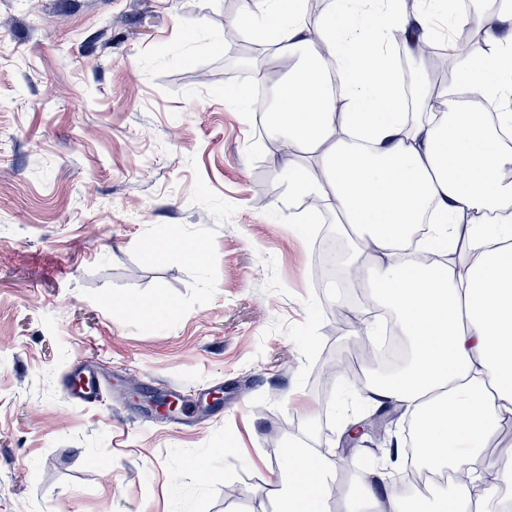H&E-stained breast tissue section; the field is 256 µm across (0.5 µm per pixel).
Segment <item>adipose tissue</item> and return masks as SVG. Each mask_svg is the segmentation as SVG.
<instances>
[{"label":"adipose tissue","mask_w":512,"mask_h":512,"mask_svg":"<svg viewBox=\"0 0 512 512\" xmlns=\"http://www.w3.org/2000/svg\"><path fill=\"white\" fill-rule=\"evenodd\" d=\"M245 7L248 33L288 53L307 51L268 108V130L283 149L301 148L284 176L290 194L335 205L373 253V290L410 341L402 372L373 381L367 406L394 403L422 422L417 454L452 474L428 512H487L512 488V455H488L490 439L512 423V111L495 123L465 112L459 98L496 105L512 97V31H488L460 60L454 90L406 96L389 48L409 22L399 0H334L310 28L305 0ZM343 78L333 93L327 68ZM430 232L421 247L453 245L473 254L466 270L407 265L398 250L414 225ZM276 489L288 512H325L337 475L329 455L297 445ZM498 480L487 484L488 472ZM374 491L357 472L347 512H406L400 485L383 474Z\"/></svg>","instance_id":"adipose-tissue-1"}]
</instances>
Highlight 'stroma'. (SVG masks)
<instances>
[{
  "mask_svg": "<svg viewBox=\"0 0 512 512\" xmlns=\"http://www.w3.org/2000/svg\"><path fill=\"white\" fill-rule=\"evenodd\" d=\"M242 10L0 0V512H278L289 444L360 466L412 428L394 409L351 443L343 420L371 409L321 398L323 364L359 341L331 332L337 310L368 318L378 301L318 280V226L285 191L278 140L224 97L231 78L297 65L257 36L231 53ZM169 238L181 248L156 256ZM149 300L173 314L143 313ZM79 361L220 386L223 409L180 428L140 420L120 388L73 403Z\"/></svg>",
  "mask_w": 512,
  "mask_h": 512,
  "instance_id": "obj_1",
  "label": "stroma"
}]
</instances>
